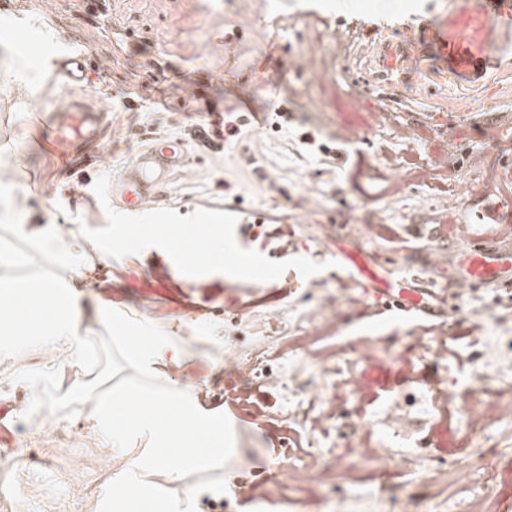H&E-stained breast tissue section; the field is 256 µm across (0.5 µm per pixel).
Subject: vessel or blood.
I'll return each mask as SVG.
<instances>
[{
  "instance_id": "obj_1",
  "label": "vessel or blood",
  "mask_w": 512,
  "mask_h": 512,
  "mask_svg": "<svg viewBox=\"0 0 512 512\" xmlns=\"http://www.w3.org/2000/svg\"><path fill=\"white\" fill-rule=\"evenodd\" d=\"M512 21V0H474L464 14V39L471 47H478L480 34L491 17ZM424 39L439 58H454L456 68L470 72L473 59L461 51L446 32L426 33ZM41 58L55 73L69 82H90L93 68L90 53L82 45L67 39L42 45ZM103 119L99 112L82 103L71 104L55 133L64 142L89 144L100 140ZM187 154L181 141L156 139L146 146L107 185L106 195L113 209L137 215L158 204L169 176L181 172L187 165ZM337 265L369 301L377 314L409 320L442 319L445 307L436 305L432 291L421 288L416 278L394 272L372 255L338 248ZM457 268V280L463 288H512V245H498L494 239L469 235L451 259Z\"/></svg>"
}]
</instances>
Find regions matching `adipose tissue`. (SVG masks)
<instances>
[{"instance_id":"obj_1","label":"adipose tissue","mask_w":512,"mask_h":512,"mask_svg":"<svg viewBox=\"0 0 512 512\" xmlns=\"http://www.w3.org/2000/svg\"><path fill=\"white\" fill-rule=\"evenodd\" d=\"M111 317L107 291L96 293L89 310L81 294L53 283L36 280L9 287L0 279V359L19 357L28 336L83 361L89 335ZM126 354L140 377L155 382L170 380L181 361L177 346L148 332L128 337ZM156 405L152 397L107 398L90 419L93 432L118 459L115 475L102 491L110 512H151L140 494L150 469L160 468L172 483L187 467L208 462L217 468L224 461V416L209 409L204 390H197L191 403L174 405L168 419Z\"/></svg>"}]
</instances>
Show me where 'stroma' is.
<instances>
[{
  "mask_svg": "<svg viewBox=\"0 0 512 512\" xmlns=\"http://www.w3.org/2000/svg\"><path fill=\"white\" fill-rule=\"evenodd\" d=\"M0 0V250L20 261L7 271L70 278L92 296L110 279L100 260L68 271L20 233L34 224L67 233L86 254L95 242L136 252L111 288L112 318L130 335L185 339L189 380L224 410V467L190 470L164 487L191 489L192 512H401L409 498L423 512H501L512 504V420L490 421L482 445L469 447L470 404L512 384V299L461 290L437 277L447 318L399 325L366 311L359 296L339 306L333 325L310 316L342 275L333 255L353 242L376 250L400 272H418L428 249L459 242L443 220L462 225L476 211L512 202V97L494 109L485 98L512 89V34L474 61L480 80L427 54L426 25L456 33L465 0ZM85 45L99 67L82 90L101 112L105 134L76 152L59 144L53 121L73 92L35 57L34 36ZM403 45L415 71H384L386 44ZM469 105L467 114L456 104ZM285 106L282 131L256 125L230 134L236 114ZM420 146L409 170L441 158L440 133L458 143L444 157L447 175L421 193H395L375 153L398 127ZM315 137L316 147L301 141ZM157 136L184 140L189 165L175 174L162 209L138 218L114 215L106 183ZM478 180L462 202L446 185ZM284 313L290 349L271 371L288 385L228 377L223 363L260 338L265 315ZM314 346L338 354L352 386L336 392V422L312 431L309 401L326 392L320 370L296 349L301 329ZM417 336L444 338L447 359L412 350ZM83 391L48 416L40 401L54 383L32 382L0 360V452L38 466L15 477L0 470V512H95L111 472L105 448L86 424L107 396L136 393L143 380L118 342L94 339L77 364ZM448 390L454 410L431 408V391ZM370 432L372 454L357 442ZM494 479L493 498L482 496ZM267 494L245 499L242 482Z\"/></svg>",
  "mask_w": 512,
  "mask_h": 512,
  "instance_id": "35a3bbf8",
  "label": "stroma"
}]
</instances>
